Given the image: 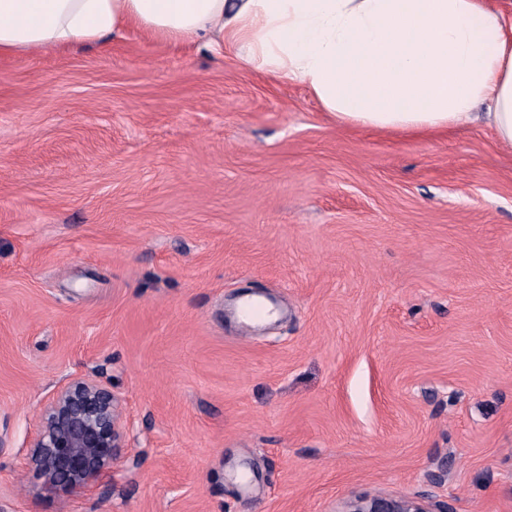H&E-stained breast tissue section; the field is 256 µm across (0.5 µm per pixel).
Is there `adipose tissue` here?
I'll return each instance as SVG.
<instances>
[{
  "instance_id": "adipose-tissue-1",
  "label": "adipose tissue",
  "mask_w": 512,
  "mask_h": 512,
  "mask_svg": "<svg viewBox=\"0 0 512 512\" xmlns=\"http://www.w3.org/2000/svg\"><path fill=\"white\" fill-rule=\"evenodd\" d=\"M130 31L231 52L343 124L426 133L484 105L512 147V15L492 0H0V54Z\"/></svg>"
}]
</instances>
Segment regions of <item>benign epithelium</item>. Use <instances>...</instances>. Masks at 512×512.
I'll use <instances>...</instances> for the list:
<instances>
[{
	"instance_id": "benign-epithelium-1",
	"label": "benign epithelium",
	"mask_w": 512,
	"mask_h": 512,
	"mask_svg": "<svg viewBox=\"0 0 512 512\" xmlns=\"http://www.w3.org/2000/svg\"><path fill=\"white\" fill-rule=\"evenodd\" d=\"M125 434L112 390L74 379L49 401L33 441L30 464L48 493L90 490L112 468ZM337 512H444L429 496L355 495Z\"/></svg>"
}]
</instances>
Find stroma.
<instances>
[{
	"label": "stroma",
	"mask_w": 512,
	"mask_h": 512,
	"mask_svg": "<svg viewBox=\"0 0 512 512\" xmlns=\"http://www.w3.org/2000/svg\"><path fill=\"white\" fill-rule=\"evenodd\" d=\"M258 292L282 318L231 307ZM125 446L42 490L48 400ZM447 469L442 484L431 473ZM512 512V148L345 126L232 55L137 34L0 56V512ZM112 390L74 379L49 401L31 446L30 464L48 493L89 491L112 468L125 434ZM432 497H393L359 494L346 499L336 512H446Z\"/></svg>",
	"instance_id": "1"
}]
</instances>
